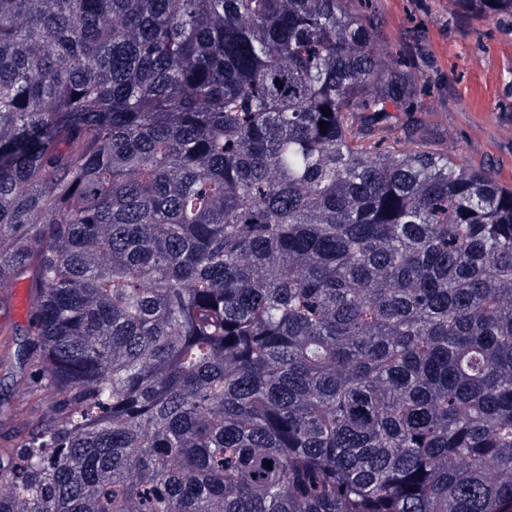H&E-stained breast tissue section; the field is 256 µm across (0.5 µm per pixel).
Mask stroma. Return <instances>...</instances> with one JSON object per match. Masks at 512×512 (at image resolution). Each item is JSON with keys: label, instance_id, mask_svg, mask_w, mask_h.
Wrapping results in <instances>:
<instances>
[{"label": "stroma", "instance_id": "1", "mask_svg": "<svg viewBox=\"0 0 512 512\" xmlns=\"http://www.w3.org/2000/svg\"><path fill=\"white\" fill-rule=\"evenodd\" d=\"M373 10L388 41L424 33L423 69L439 85L425 103L450 157L488 170L499 184L512 188V34L503 33L494 16L451 26L458 11L455 0H374ZM473 91L482 99L483 116H476L466 102ZM34 340L27 310L14 323L13 364L0 366V439L16 438L13 413L18 404H26L33 418L41 411L27 382Z\"/></svg>", "mask_w": 512, "mask_h": 512}]
</instances>
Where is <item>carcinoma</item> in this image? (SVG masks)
Returning a JSON list of instances; mask_svg holds the SVG:
<instances>
[{"label": "carcinoma", "instance_id": "carcinoma-1", "mask_svg": "<svg viewBox=\"0 0 512 512\" xmlns=\"http://www.w3.org/2000/svg\"><path fill=\"white\" fill-rule=\"evenodd\" d=\"M352 2L0 0V512H512V188ZM35 339L32 312L28 302L25 311L17 314L14 323L13 364L9 367L0 366V443L3 438L16 439L22 434L16 432L13 427V413L14 425L17 428H21L26 421L27 407L30 417L27 428L40 414L42 407L33 397L30 391L32 383L28 380L33 370L30 366L29 351ZM23 402L27 407L20 404Z\"/></svg>", "mask_w": 512, "mask_h": 512}]
</instances>
